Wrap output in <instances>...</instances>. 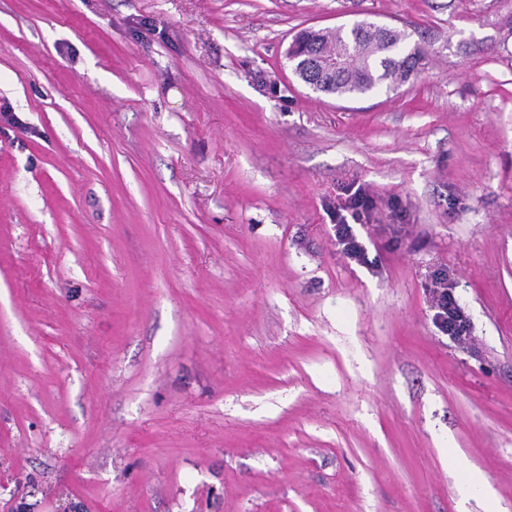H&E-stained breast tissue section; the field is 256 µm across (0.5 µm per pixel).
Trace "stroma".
I'll return each instance as SVG.
<instances>
[{"label": "stroma", "instance_id": "stroma-1", "mask_svg": "<svg viewBox=\"0 0 512 512\" xmlns=\"http://www.w3.org/2000/svg\"><path fill=\"white\" fill-rule=\"evenodd\" d=\"M509 17L0 0V512H458L457 461L512 512ZM364 18L409 82L292 74L298 30ZM336 242L347 258L359 264H369L367 248L350 227L348 216L336 212ZM440 288L433 291V307L436 310V325L449 336L460 337L468 324L465 310L457 303L451 288L444 278L439 279ZM443 281V282H442Z\"/></svg>", "mask_w": 512, "mask_h": 512}]
</instances>
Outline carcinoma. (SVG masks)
<instances>
[{"label":"carcinoma","instance_id":"cac0c4a2","mask_svg":"<svg viewBox=\"0 0 512 512\" xmlns=\"http://www.w3.org/2000/svg\"><path fill=\"white\" fill-rule=\"evenodd\" d=\"M294 55L306 65L309 78L317 76L320 61L334 55L343 59L336 75L323 80L322 93L353 98L392 89L418 70L421 54L409 46L404 29L362 20L334 30L302 29L297 33Z\"/></svg>","mask_w":512,"mask_h":512}]
</instances>
